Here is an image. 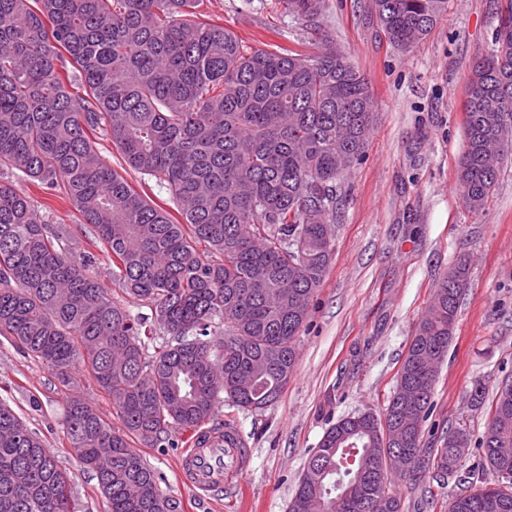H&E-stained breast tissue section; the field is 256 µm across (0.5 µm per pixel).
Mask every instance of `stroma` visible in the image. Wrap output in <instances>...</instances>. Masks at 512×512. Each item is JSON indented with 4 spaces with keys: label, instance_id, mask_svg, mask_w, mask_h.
Instances as JSON below:
<instances>
[{
    "label": "stroma",
    "instance_id": "35a3bbf8",
    "mask_svg": "<svg viewBox=\"0 0 512 512\" xmlns=\"http://www.w3.org/2000/svg\"><path fill=\"white\" fill-rule=\"evenodd\" d=\"M497 0H448L429 35L407 51L392 46L368 0H326L320 27L302 24L279 0H203L206 22L247 45L275 44L311 54L331 45L368 79L373 122L364 154L342 178L336 258L297 340V366L275 404L260 412L219 405L215 423L233 421L247 465L234 499L196 492L177 472L195 436L172 446L134 443L181 512H286L314 449L339 418L382 412L417 323L435 288L459 259L469 263L453 340L433 392V423L478 441L499 386L512 381V155L482 211L464 204L458 168L467 148L466 87L478 55L491 48ZM52 223L87 244L89 227L59 191L18 182ZM486 401L471 404L475 383ZM116 422L112 399L85 375L61 391L46 366L0 337V400L39 433L72 479L78 512H108L96 476L64 432L68 394Z\"/></svg>",
    "mask_w": 512,
    "mask_h": 512
}]
</instances>
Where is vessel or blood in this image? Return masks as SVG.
Listing matches in <instances>:
<instances>
[{"label":"vessel or blood","mask_w":512,"mask_h":512,"mask_svg":"<svg viewBox=\"0 0 512 512\" xmlns=\"http://www.w3.org/2000/svg\"><path fill=\"white\" fill-rule=\"evenodd\" d=\"M245 462L236 432L220 429L199 433L178 469L195 489L208 492L231 488L232 474L242 470Z\"/></svg>","instance_id":"vessel-or-blood-1"}]
</instances>
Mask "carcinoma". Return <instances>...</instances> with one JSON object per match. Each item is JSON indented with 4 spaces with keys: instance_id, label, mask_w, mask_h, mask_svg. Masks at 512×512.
<instances>
[{
    "instance_id": "obj_1",
    "label": "carcinoma",
    "mask_w": 512,
    "mask_h": 512,
    "mask_svg": "<svg viewBox=\"0 0 512 512\" xmlns=\"http://www.w3.org/2000/svg\"><path fill=\"white\" fill-rule=\"evenodd\" d=\"M315 22L325 0H285ZM202 0H0V336L69 388L83 373L120 426L81 398L64 432L95 472L109 512H180L131 441L158 446L198 431L217 404L262 411L296 370V341L335 259L340 177L362 157L373 100L334 47L304 55L248 48L198 19ZM448 0H369L401 50L424 39ZM491 53L474 65L465 106L462 199L483 209L512 153V0L498 4ZM153 178L178 213L112 168L90 135ZM59 188L107 257L65 248L4 172ZM468 282L461 260L418 322L382 414L324 433L288 512H405L393 488L456 479L448 512H512V388L501 387L478 443L477 484L459 475L461 431L423 447L438 368ZM120 294L148 312H131ZM0 512H75L71 479L38 433L0 402Z\"/></svg>"
}]
</instances>
